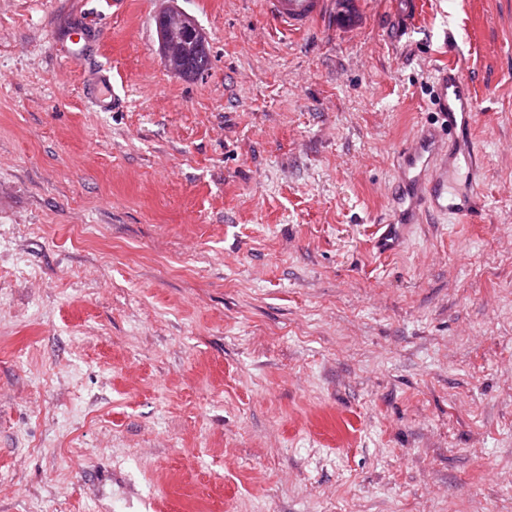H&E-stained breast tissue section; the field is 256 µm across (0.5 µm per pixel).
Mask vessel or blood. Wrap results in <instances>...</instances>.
I'll return each mask as SVG.
<instances>
[{"mask_svg": "<svg viewBox=\"0 0 512 512\" xmlns=\"http://www.w3.org/2000/svg\"><path fill=\"white\" fill-rule=\"evenodd\" d=\"M269 17L282 29L300 33L324 21L333 10L332 0H264ZM435 105L441 126H421L396 156L399 190L388 216L380 220L375 238L379 252H396L411 225L429 214H450L462 223H478L484 200L475 188L452 193L448 173L465 163L473 181H481L483 165L472 145L471 129L477 102L463 69L455 63L438 68Z\"/></svg>", "mask_w": 512, "mask_h": 512, "instance_id": "obj_1", "label": "vessel or blood"}]
</instances>
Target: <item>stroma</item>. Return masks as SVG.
<instances>
[{
  "label": "stroma",
  "mask_w": 512,
  "mask_h": 512,
  "mask_svg": "<svg viewBox=\"0 0 512 512\" xmlns=\"http://www.w3.org/2000/svg\"><path fill=\"white\" fill-rule=\"evenodd\" d=\"M357 2L0 0V512H512V0ZM451 60L486 221L378 253ZM266 12L282 29L301 33L333 11L332 0H265ZM159 49L165 66L174 74L184 69V58L187 72L184 76L199 75L209 66V49L195 42H187L182 52V39L185 35L203 36L195 20L179 9H170L159 14L157 27Z\"/></svg>",
  "instance_id": "stroma-1"
}]
</instances>
